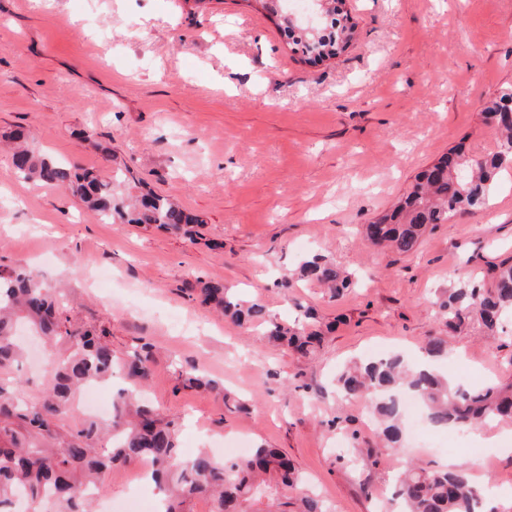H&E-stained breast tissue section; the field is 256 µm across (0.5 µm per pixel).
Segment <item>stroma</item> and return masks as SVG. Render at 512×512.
<instances>
[{
	"mask_svg": "<svg viewBox=\"0 0 512 512\" xmlns=\"http://www.w3.org/2000/svg\"><path fill=\"white\" fill-rule=\"evenodd\" d=\"M356 33L336 58L293 53L252 0H0V136L175 198L195 240L157 225L109 224L55 187L18 177L0 153V264L65 284L78 324L106 329L116 354L155 353L146 397L177 416L179 451L223 456L239 441L283 450L329 512H377L412 460L451 458L512 512V422L462 431L451 448L377 442L367 403L336 393L350 360L413 356L444 333L435 296L466 274L484 284L512 257V169L487 209L457 214L401 255L365 244L444 154L499 149L480 113L512 87V0H347ZM325 255L357 285L340 298L281 278ZM217 280L288 321L297 305L332 324L314 355L268 344L196 297ZM439 369L478 385L512 381V335H449ZM197 369L218 390H185ZM249 403L225 407L224 391ZM500 443H490L492 435Z\"/></svg>",
	"mask_w": 512,
	"mask_h": 512,
	"instance_id": "obj_1",
	"label": "stroma"
}]
</instances>
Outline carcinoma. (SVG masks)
I'll return each instance as SVG.
<instances>
[{
  "mask_svg": "<svg viewBox=\"0 0 512 512\" xmlns=\"http://www.w3.org/2000/svg\"><path fill=\"white\" fill-rule=\"evenodd\" d=\"M333 2L313 33L279 17L292 52L304 53L310 43L320 61L348 45L355 23L345 0ZM481 115L486 125L501 132L500 150L489 158L465 161L456 152L421 171L387 212L364 226L369 243L410 254L429 225L488 206L499 173L512 161V87L486 103ZM10 139L12 163L21 179L60 188L111 224H157L188 235L189 225L201 223L165 196H134L115 177L106 181L77 172L31 146L22 131ZM298 282L323 284L334 297L353 285L323 255L303 261L295 276L279 287L289 291ZM198 297L240 324L264 325L269 342L292 352L307 355L321 342L319 323L310 310L304 311L303 320L285 325L266 317L259 300L245 299L220 282L201 283ZM437 304L452 331L476 324L486 336L500 335L504 316L512 315V263L494 269V287L461 278L457 287L438 296ZM25 324L46 340V367L34 398L25 396L18 381H0V512H90L92 495L108 490L112 467L145 458L152 462L151 476L162 494L160 512H193L191 504L199 499L209 501V512H328L276 448L260 444L244 457L225 461L206 451L181 456L177 418L140 400L153 367L146 343L134 347L122 362L128 385L113 394L109 422L77 418L75 397L81 388L112 379L116 356L106 332L72 322L59 292L25 266L0 268V372H11L22 362L16 331ZM423 352L438 361L448 358L447 337L429 338ZM336 390L348 399L372 398L390 447L407 427L400 396L408 391L421 401L434 426L469 429L512 420L511 383L464 387L439 372L413 371L398 354L350 363L336 376ZM393 501L402 512H481L483 506L481 488L464 463L452 469L407 463L395 478Z\"/></svg>",
  "mask_w": 512,
  "mask_h": 512,
  "instance_id": "cac0c4a2",
  "label": "carcinoma"
}]
</instances>
